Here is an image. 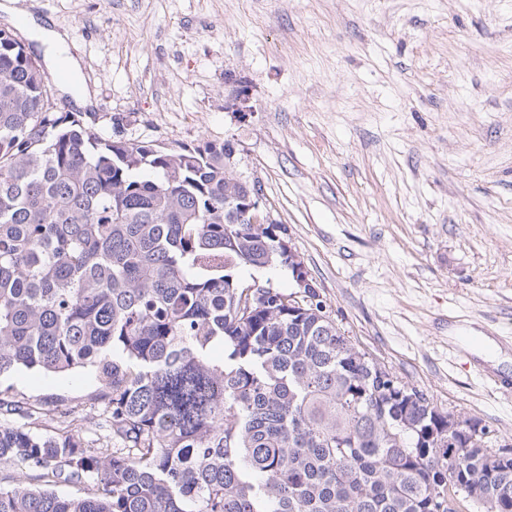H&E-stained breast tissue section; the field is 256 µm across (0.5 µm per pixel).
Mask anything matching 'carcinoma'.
Listing matches in <instances>:
<instances>
[{
	"label": "carcinoma",
	"mask_w": 512,
	"mask_h": 512,
	"mask_svg": "<svg viewBox=\"0 0 512 512\" xmlns=\"http://www.w3.org/2000/svg\"><path fill=\"white\" fill-rule=\"evenodd\" d=\"M229 150L95 132L0 28V375L94 370L108 444L0 398L30 479L0 512H512L487 426L407 397L316 291L236 275L295 269L284 227L224 220Z\"/></svg>",
	"instance_id": "obj_1"
}]
</instances>
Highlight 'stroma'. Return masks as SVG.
I'll use <instances>...</instances> for the list:
<instances>
[{
  "label": "stroma",
  "mask_w": 512,
  "mask_h": 512,
  "mask_svg": "<svg viewBox=\"0 0 512 512\" xmlns=\"http://www.w3.org/2000/svg\"><path fill=\"white\" fill-rule=\"evenodd\" d=\"M68 35L102 135L231 142L326 312L422 391L512 438V0H14ZM251 89L226 111V73ZM84 370L19 369L0 390L56 413Z\"/></svg>",
  "instance_id": "1"
}]
</instances>
